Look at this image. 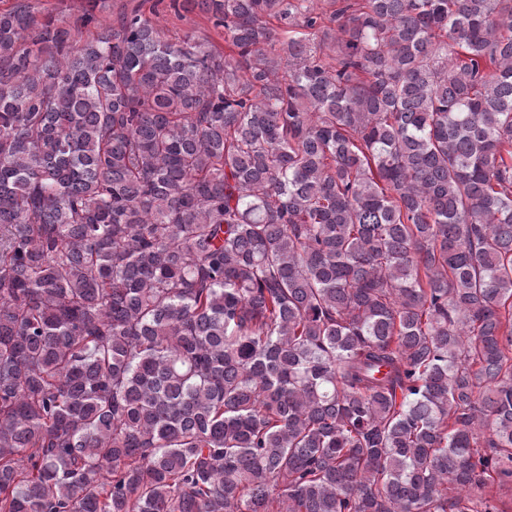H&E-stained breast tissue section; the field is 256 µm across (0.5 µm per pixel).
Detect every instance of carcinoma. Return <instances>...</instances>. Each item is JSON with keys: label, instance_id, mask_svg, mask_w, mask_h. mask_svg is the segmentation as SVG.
I'll list each match as a JSON object with an SVG mask.
<instances>
[{"label": "carcinoma", "instance_id": "1", "mask_svg": "<svg viewBox=\"0 0 512 512\" xmlns=\"http://www.w3.org/2000/svg\"><path fill=\"white\" fill-rule=\"evenodd\" d=\"M0 12V512H503L512 0ZM140 0H97V6L94 10L96 23L81 29V42H85L93 37V34L99 28L112 24V13L125 3L137 4ZM160 26L172 37L192 35L196 40L208 39L219 47H224V28H215L209 15L198 11L181 12L175 15L169 9L160 16Z\"/></svg>", "mask_w": 512, "mask_h": 512}]
</instances>
